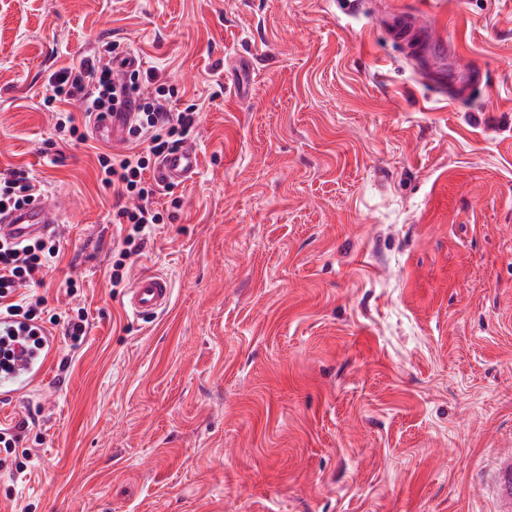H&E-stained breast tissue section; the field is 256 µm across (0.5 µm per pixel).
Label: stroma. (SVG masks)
Segmentation results:
<instances>
[{"label": "stroma", "mask_w": 512, "mask_h": 512, "mask_svg": "<svg viewBox=\"0 0 512 512\" xmlns=\"http://www.w3.org/2000/svg\"><path fill=\"white\" fill-rule=\"evenodd\" d=\"M424 5L472 69L440 97L376 18ZM117 43L197 105L195 177L127 276L95 148L49 77ZM64 206L27 292L80 345L0 404L8 512H492L512 449V0H0V169ZM76 282L77 293L67 285ZM29 455L25 472L13 462ZM171 279L154 273L138 275L126 288L123 306L134 317L151 320L166 311L172 300ZM65 335L70 338L73 345H80L87 335V318L83 309H78L76 315L63 317ZM485 490L489 493L494 512L512 511V452H498L494 456Z\"/></svg>", "instance_id": "35a3bbf8"}]
</instances>
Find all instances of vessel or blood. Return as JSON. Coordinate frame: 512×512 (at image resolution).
<instances>
[{
  "mask_svg": "<svg viewBox=\"0 0 512 512\" xmlns=\"http://www.w3.org/2000/svg\"><path fill=\"white\" fill-rule=\"evenodd\" d=\"M127 118L124 112L104 113L93 124L96 138L109 144L116 142ZM199 165V150L188 142L165 154L155 173L163 182L184 183L195 174ZM60 208L56 196L44 193L28 206L0 213V236L20 243L47 235L59 222ZM172 296L171 279L144 273L126 289L123 306L134 317L151 320L169 308ZM0 347L7 354L4 364L0 365V402L20 400L38 390L45 384L49 369L60 358L59 339L53 333L1 314ZM485 489L493 501L494 512H512L511 451L495 455Z\"/></svg>",
  "mask_w": 512,
  "mask_h": 512,
  "instance_id": "vessel-or-blood-1",
  "label": "vessel or blood"
}]
</instances>
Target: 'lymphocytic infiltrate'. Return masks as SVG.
<instances>
[{
  "label": "lymphocytic infiltrate",
  "instance_id": "lymphocytic-infiltrate-1",
  "mask_svg": "<svg viewBox=\"0 0 512 512\" xmlns=\"http://www.w3.org/2000/svg\"><path fill=\"white\" fill-rule=\"evenodd\" d=\"M119 57L116 44L98 47L78 63L55 72L48 79L42 98L43 106L56 114L58 133L78 144L85 143L88 136L69 111V104L81 103L88 115L101 112L131 115L125 125L128 151L98 155L101 183L115 187L122 200L113 217L122 232L118 257L110 274L116 287L125 280L128 261L144 249L150 225L164 221V212L156 202L160 184L147 179L146 173L162 155L191 136L198 118L193 108L176 107L171 92L160 83L157 71L135 69L121 79H114L113 63ZM145 83L153 84L152 93H141ZM39 193L33 178L24 170L0 169V211L30 204ZM57 254L55 243L41 238L23 243L0 239L1 313L39 319V300L19 299L15 293L46 273Z\"/></svg>",
  "mask_w": 512,
  "mask_h": 512
}]
</instances>
